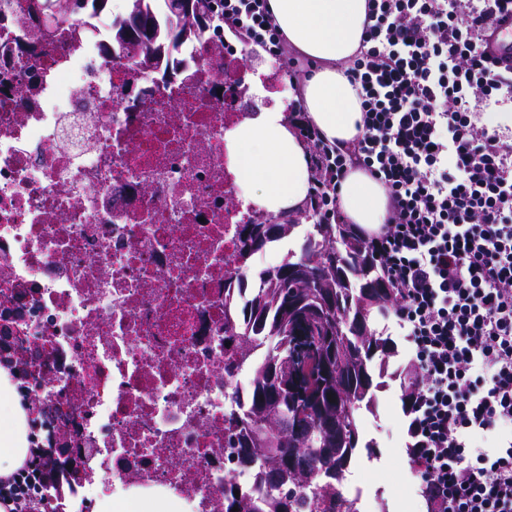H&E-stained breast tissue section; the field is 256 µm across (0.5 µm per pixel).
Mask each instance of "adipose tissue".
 <instances>
[{"label":"adipose tissue","mask_w":512,"mask_h":512,"mask_svg":"<svg viewBox=\"0 0 512 512\" xmlns=\"http://www.w3.org/2000/svg\"><path fill=\"white\" fill-rule=\"evenodd\" d=\"M274 18L292 48L313 61L302 85L307 119L329 140L353 141L361 123L360 100L342 68L358 49L367 0H271ZM234 187L245 203L276 215L299 211L308 197L311 172L297 129L282 108L258 113L224 134ZM345 220L366 229L384 223L388 199L382 185L350 168L339 189ZM30 455L28 428L18 384L0 366V476ZM95 512H187L184 503L159 491H134L127 498L101 495Z\"/></svg>","instance_id":"adipose-tissue-1"}]
</instances>
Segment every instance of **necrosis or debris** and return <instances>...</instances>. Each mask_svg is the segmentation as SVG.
Instances as JSON below:
<instances>
[{
    "label": "necrosis or debris",
    "instance_id": "1",
    "mask_svg": "<svg viewBox=\"0 0 512 512\" xmlns=\"http://www.w3.org/2000/svg\"><path fill=\"white\" fill-rule=\"evenodd\" d=\"M34 0H0V316L23 307L36 406L84 470L46 488L93 512L136 488L224 512V293L238 284L224 131L250 90L224 82L227 47L201 34L172 74L112 56V14L68 13L45 39Z\"/></svg>",
    "mask_w": 512,
    "mask_h": 512
}]
</instances>
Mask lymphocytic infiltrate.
Masks as SVG:
<instances>
[{
    "label": "lymphocytic infiltrate",
    "instance_id": "lymphocytic-infiltrate-1",
    "mask_svg": "<svg viewBox=\"0 0 512 512\" xmlns=\"http://www.w3.org/2000/svg\"><path fill=\"white\" fill-rule=\"evenodd\" d=\"M270 0H213L243 43L283 58L287 38ZM508 0H368L362 44L346 74L363 132L330 142L304 112L308 204L337 224L350 164L384 187L385 224L363 234L415 351L417 393L407 454L421 470L427 512H512V140L479 125L478 108L512 93V69L482 48ZM285 58V57H284ZM469 434L495 435L487 451ZM41 453L0 476L5 512H44Z\"/></svg>",
    "mask_w": 512,
    "mask_h": 512
}]
</instances>
